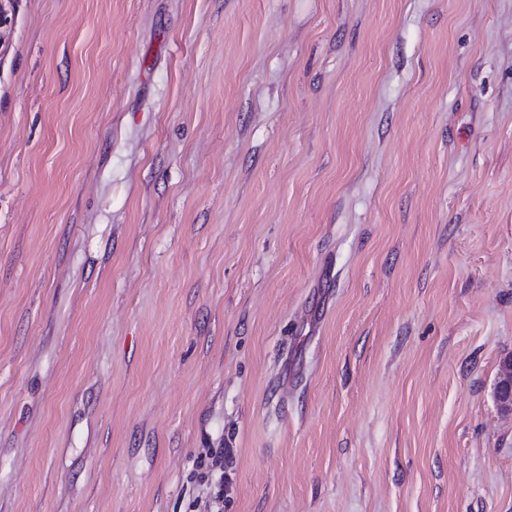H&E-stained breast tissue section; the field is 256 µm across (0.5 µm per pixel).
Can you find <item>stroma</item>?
I'll use <instances>...</instances> for the list:
<instances>
[{
  "mask_svg": "<svg viewBox=\"0 0 512 512\" xmlns=\"http://www.w3.org/2000/svg\"><path fill=\"white\" fill-rule=\"evenodd\" d=\"M509 355L512 0H0V512H512ZM494 399L504 414L512 415V358H506L494 386Z\"/></svg>",
  "mask_w": 512,
  "mask_h": 512,
  "instance_id": "35a3bbf8",
  "label": "stroma"
}]
</instances>
